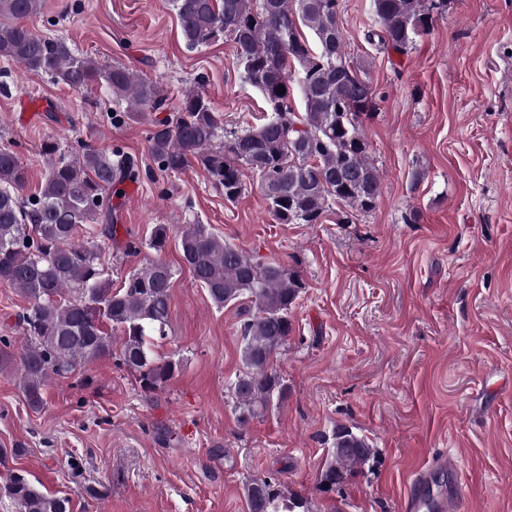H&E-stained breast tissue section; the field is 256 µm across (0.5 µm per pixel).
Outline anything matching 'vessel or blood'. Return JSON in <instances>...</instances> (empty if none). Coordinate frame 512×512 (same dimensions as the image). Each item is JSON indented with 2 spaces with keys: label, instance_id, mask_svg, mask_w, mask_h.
I'll return each mask as SVG.
<instances>
[{
  "label": "vessel or blood",
  "instance_id": "1",
  "mask_svg": "<svg viewBox=\"0 0 512 512\" xmlns=\"http://www.w3.org/2000/svg\"><path fill=\"white\" fill-rule=\"evenodd\" d=\"M467 491L461 482L457 466L450 455L444 454L412 471L400 512H466Z\"/></svg>",
  "mask_w": 512,
  "mask_h": 512
}]
</instances>
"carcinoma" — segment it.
Wrapping results in <instances>:
<instances>
[{"instance_id": "carcinoma-1", "label": "carcinoma", "mask_w": 512, "mask_h": 512, "mask_svg": "<svg viewBox=\"0 0 512 512\" xmlns=\"http://www.w3.org/2000/svg\"><path fill=\"white\" fill-rule=\"evenodd\" d=\"M447 0H372L380 30L367 39L396 52L430 32L433 10ZM189 50L230 39L242 77L264 98L270 115L255 128L223 131L219 114L200 90L182 92L176 111L163 120L145 109H168L156 82L120 64L74 51L67 41L37 34L29 21L43 0H0V58L41 73L74 90L99 87L124 110L114 123L149 126V152L163 172L202 168L224 199L244 190L241 168L259 175L270 212L279 224H319L332 206L337 223L372 210L383 176L371 161L362 116L376 110L377 93L350 60L338 0H170ZM285 93L278 94L279 87ZM301 99L304 111L290 103ZM46 174L25 194L28 170L19 152L0 146V282L16 288L27 305L18 318L22 339L0 336V366L14 367L27 404L44 405V389L85 364L118 357L140 386L154 390L179 363L156 351L167 336L175 271L158 256L169 227H155L143 257L117 287L106 273L102 243L115 233L112 195L139 175L133 158L116 147L83 143L66 154L55 139L42 145ZM179 250L193 279L222 308L243 306L241 362L234 383L241 409L257 416L283 399V377L272 365L288 340L289 313L306 288L301 276L277 262L260 263L224 242L207 224L179 225ZM373 454L368 441L336 427L331 459L322 474L334 485ZM4 494L15 512H71L70 500L39 488L22 473ZM249 512H295L294 497L278 502L270 482L245 486Z\"/></svg>"}]
</instances>
